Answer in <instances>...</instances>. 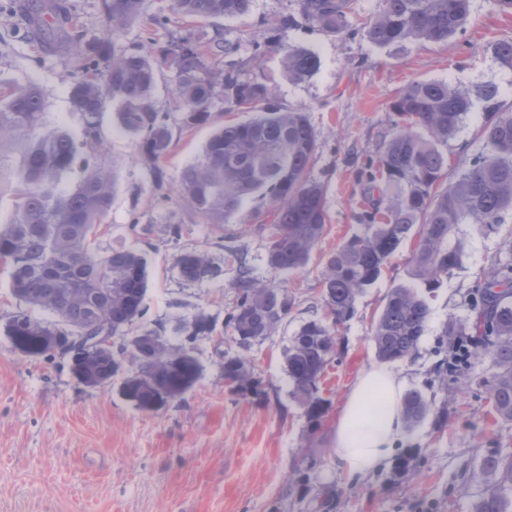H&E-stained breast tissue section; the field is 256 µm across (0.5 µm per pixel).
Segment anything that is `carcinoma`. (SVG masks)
I'll return each mask as SVG.
<instances>
[{
	"mask_svg": "<svg viewBox=\"0 0 512 512\" xmlns=\"http://www.w3.org/2000/svg\"><path fill=\"white\" fill-rule=\"evenodd\" d=\"M469 2L379 0L372 20L355 29L349 19L352 0H296L297 15H282L273 26L286 28L301 19L328 34H360L379 47L442 42L465 27ZM144 3L101 0L107 36L87 44L81 76L71 90L82 139L47 125L45 99L35 85L0 88V199L12 200L10 219L0 222V265L9 270L19 301L4 315L6 335L18 337L34 358L52 363L66 357L70 372L88 371L101 383L124 375L126 398L153 412L181 400L194 386L201 372L194 352L214 325L198 314L178 326L175 341L162 325L142 326L148 288L143 254L123 246L102 252L97 245L115 191L100 121L105 106L116 105L120 128L139 139L140 161L162 202L168 198L163 161L172 122L190 127L208 121L218 97L224 98L226 112L253 113L212 133L199 157L181 171L177 192L207 224L254 222L267 233L266 262L278 275L304 270L321 242L327 186L311 175L318 139L308 115L283 108L256 74L267 56L277 54L284 78L304 84L318 71V56L271 36H255L244 45L207 31L212 19L248 14L253 0H171L172 13L198 25L171 33L162 43L151 39L136 51L116 52L111 38L141 16ZM20 11L27 34L47 47L57 45L58 32L75 45L84 40L66 0H45L36 9L22 5ZM494 56L512 70V41L496 43ZM160 63L176 71L177 119L153 99ZM476 99L482 103V147L446 184L448 144ZM391 112L392 130L356 172L364 199L357 215L360 230L323 257L320 313L283 348L289 394L314 422L327 411L320 380L339 353L336 328L352 317L358 297L401 245L414 241L412 284L391 289L371 336L377 358L389 363L417 354L429 318L427 295L461 264L458 226L476 224L485 234L496 233L501 214L512 209V102L495 84L472 93L444 80L414 81L400 91ZM76 170L78 180L67 184ZM255 200L263 206L248 209ZM228 252L237 264L235 299L224 314L233 346L222 353L220 370L224 385L245 395L257 385L248 350L277 332L296 299L288 288L255 278L240 249L230 246ZM174 266L187 284L221 273L209 254L196 248L180 249ZM471 310L469 317L449 318L443 329L442 345L452 347L460 338L466 343L445 359L439 381L443 386L450 376L464 381V368L488 363L493 408L498 418L512 422V262L495 267L477 286ZM36 311L51 319L35 316ZM111 334L117 340L110 356L93 354L83 340ZM43 336H67L70 343L57 352L42 345ZM402 415L412 427L448 412L411 391ZM478 476L485 489L473 512H512V454L484 460Z\"/></svg>",
	"mask_w": 512,
	"mask_h": 512,
	"instance_id": "1",
	"label": "carcinoma"
}]
</instances>
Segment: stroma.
Instances as JSON below:
<instances>
[{
	"mask_svg": "<svg viewBox=\"0 0 512 512\" xmlns=\"http://www.w3.org/2000/svg\"><path fill=\"white\" fill-rule=\"evenodd\" d=\"M295 9V0H254L249 15L216 25L228 37L244 38ZM278 37L320 59L317 73L301 85L282 76L277 55L262 65L280 104L305 111L317 133L311 173L328 186V223L307 269L288 278L275 274L265 262L266 239L249 224L219 228L204 223L174 191L167 201H157L136 137L120 128L115 107H107L102 129L115 194L99 246H139L128 231L131 220L153 225L150 244L141 246L148 270V321L170 330L201 312L215 330L197 346L203 371L195 386L183 402L154 412L141 411L122 396L121 378L102 388H83L63 361L49 364L21 356L0 330V512H473L483 492L476 476L482 460L512 450V423L494 414L484 384L488 364L472 365L467 383L444 387L437 382L444 325L449 318L468 316L476 284L491 268L512 260V210L503 213L494 234L460 225L462 262L428 300L430 316L419 353L414 361L393 365L406 391H420L435 406L448 408L447 422L429 417L406 430L396 455L413 454L410 472H400L393 463L381 472L351 477L333 462L336 417L358 373L378 362L372 328L390 290L410 281V245L401 247L339 327L342 353L321 380L328 411L319 427H312L291 398L282 359L289 337L319 303L322 256L358 229L362 197L356 171L388 133L394 98L411 82L443 79L465 90L494 83L512 100V71L500 68L492 54L494 44L512 40V10L494 0H470L465 31L443 43L378 47L302 22L279 30ZM76 56V47L66 41L54 50L42 48L24 32L9 0H0V83L38 86L47 122L78 138L82 125L70 99ZM246 118V113L225 111L218 100L208 122L173 124L163 163L169 184H176L215 127ZM480 123V112H472L450 143L447 181H454L467 156L481 148ZM169 224L182 226L180 242L165 233ZM230 234L257 278L285 285L297 299L287 322L251 351L262 382L258 397L225 388L218 367L227 338L224 313L234 299L235 269L225 248ZM181 244L208 252L223 275L184 284L173 264ZM306 450L316 457L315 468L304 462Z\"/></svg>",
	"mask_w": 512,
	"mask_h": 512,
	"instance_id": "1",
	"label": "stroma"
}]
</instances>
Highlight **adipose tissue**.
Segmentation results:
<instances>
[{
    "instance_id": "obj_1",
    "label": "adipose tissue",
    "mask_w": 512,
    "mask_h": 512,
    "mask_svg": "<svg viewBox=\"0 0 512 512\" xmlns=\"http://www.w3.org/2000/svg\"><path fill=\"white\" fill-rule=\"evenodd\" d=\"M403 385V378L385 367L360 371L334 427L339 470L353 476L369 475L389 464L404 440Z\"/></svg>"
}]
</instances>
